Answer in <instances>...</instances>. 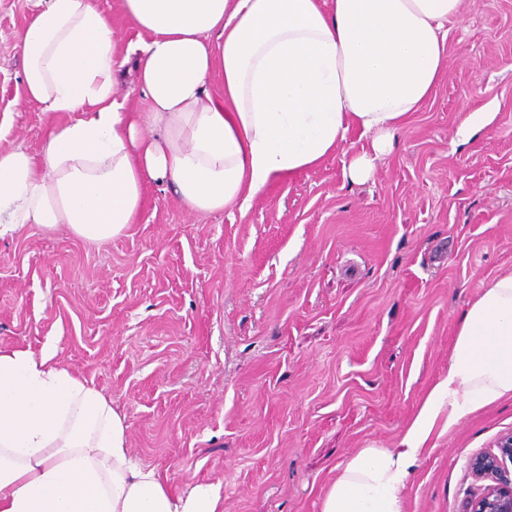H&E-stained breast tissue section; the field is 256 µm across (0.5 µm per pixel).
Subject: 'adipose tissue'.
<instances>
[{
    "label": "adipose tissue",
    "mask_w": 512,
    "mask_h": 512,
    "mask_svg": "<svg viewBox=\"0 0 512 512\" xmlns=\"http://www.w3.org/2000/svg\"><path fill=\"white\" fill-rule=\"evenodd\" d=\"M24 99L67 114L40 151L0 150V239L34 224L100 242L141 213L147 184L190 212L247 211L273 183L367 136L345 174L368 180L434 94L462 0H121L120 40L96 0H30ZM130 68L148 105L134 112ZM219 91H212V83ZM0 347V512H221L220 488L184 491L129 448L124 414L56 359ZM512 395V272L458 321L447 376L396 448L340 465L320 512H405L435 427ZM119 90L122 94H128V102L130 107L135 112H144L147 110V105L145 100L141 97L139 92L135 90L133 73L131 71H127V67L123 70V72L119 75Z\"/></svg>",
    "instance_id": "adipose-tissue-1"
}]
</instances>
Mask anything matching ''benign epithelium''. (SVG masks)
Segmentation results:
<instances>
[{
    "label": "benign epithelium",
    "mask_w": 512,
    "mask_h": 512,
    "mask_svg": "<svg viewBox=\"0 0 512 512\" xmlns=\"http://www.w3.org/2000/svg\"><path fill=\"white\" fill-rule=\"evenodd\" d=\"M512 464V433L499 439L496 450L471 459L469 468L478 480H487L480 496L466 504L465 512H512V480L504 477Z\"/></svg>",
    "instance_id": "1"
}]
</instances>
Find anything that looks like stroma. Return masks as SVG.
<instances>
[{
  "label": "stroma",
  "instance_id": "1",
  "mask_svg": "<svg viewBox=\"0 0 512 512\" xmlns=\"http://www.w3.org/2000/svg\"><path fill=\"white\" fill-rule=\"evenodd\" d=\"M26 0H0V149L39 151L63 114L23 101ZM344 152L195 215L147 185L137 223L91 244L0 239V346L55 347L125 414L172 487L223 512H320L337 467L393 448L448 373L458 321L512 271V0H464L434 95L370 180ZM512 432V397L435 434L407 512H464L470 460Z\"/></svg>",
  "mask_w": 512,
  "mask_h": 512
}]
</instances>
